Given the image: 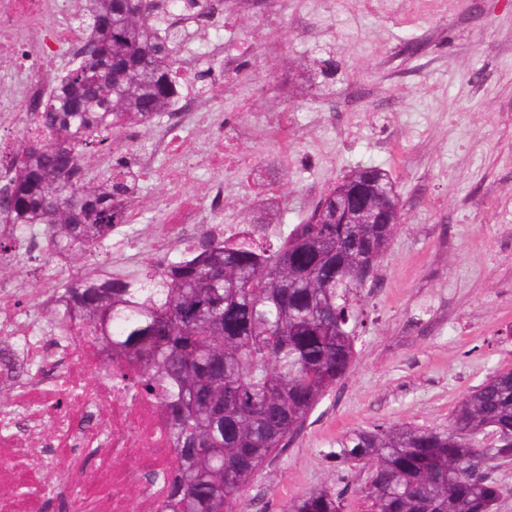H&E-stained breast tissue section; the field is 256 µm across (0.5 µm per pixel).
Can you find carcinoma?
<instances>
[{
  "label": "carcinoma",
  "mask_w": 512,
  "mask_h": 512,
  "mask_svg": "<svg viewBox=\"0 0 512 512\" xmlns=\"http://www.w3.org/2000/svg\"><path fill=\"white\" fill-rule=\"evenodd\" d=\"M90 46L52 85L38 123L0 165V223L46 242L81 272L55 280L41 320L56 336L84 332L137 369L161 402L177 474L162 512H236L259 469L288 447L350 371L365 315L362 272L391 241L382 224H327L317 202L277 246L205 241L135 272L104 263L114 227L131 218L120 157L100 172L129 125L149 126L179 94L178 33L131 17L129 0H84ZM102 69L108 84L97 82ZM366 468L310 490L279 512H498L512 488V368L496 369L459 401L446 426L358 428L327 452Z\"/></svg>",
  "instance_id": "obj_1"
}]
</instances>
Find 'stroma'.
<instances>
[{"mask_svg": "<svg viewBox=\"0 0 512 512\" xmlns=\"http://www.w3.org/2000/svg\"><path fill=\"white\" fill-rule=\"evenodd\" d=\"M223 41L253 47L243 73L288 79L281 104L298 125L325 104L340 117L280 150L264 131L240 145L266 164L275 185L224 170L228 203L221 224L293 226L351 169L373 164L393 178L400 225L361 299L368 314L346 378L318 404L304 429L247 488L241 512H273L336 481L327 453L346 431L376 424L444 426L467 391L491 370L512 367V0H292L273 25L237 13L225 0L213 23ZM281 51L268 57L264 46ZM417 41V55L401 52ZM337 62L329 77L321 60ZM205 81L222 85L210 110L240 120V83L204 54ZM335 158L321 161L322 154ZM176 186L141 182L133 236L164 231L162 207Z\"/></svg>", "mask_w": 512, "mask_h": 512, "instance_id": "1", "label": "stroma"}]
</instances>
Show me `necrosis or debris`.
<instances>
[{
  "label": "necrosis or debris",
  "mask_w": 512,
  "mask_h": 512,
  "mask_svg": "<svg viewBox=\"0 0 512 512\" xmlns=\"http://www.w3.org/2000/svg\"><path fill=\"white\" fill-rule=\"evenodd\" d=\"M46 0H0V71L12 73L13 90L0 92L10 134L0 135V159L27 138L48 94L43 78L57 59L73 61L86 48V35L63 14L46 38L17 33L14 17L40 30ZM205 95L184 96L152 132L153 149L136 158V177L150 176L188 185L200 172L250 165L237 150L259 129L283 144L299 139L297 124L283 112H254L221 127L212 147H202L189 128L213 124ZM224 183L213 180L206 195H185L170 203L173 222L148 240L129 231L115 233L116 256L163 257L177 239L209 232L233 242L247 235L280 237L281 225H220ZM52 279L41 289L26 275L0 280V381L11 382L13 395L0 402V512H132L140 501L146 512H161L174 475L169 425L157 398L129 389L119 380L126 365L111 359L99 343L82 335L67 338L44 331L38 311L52 294ZM160 473L149 484L144 476Z\"/></svg>",
  "instance_id": "1"
}]
</instances>
